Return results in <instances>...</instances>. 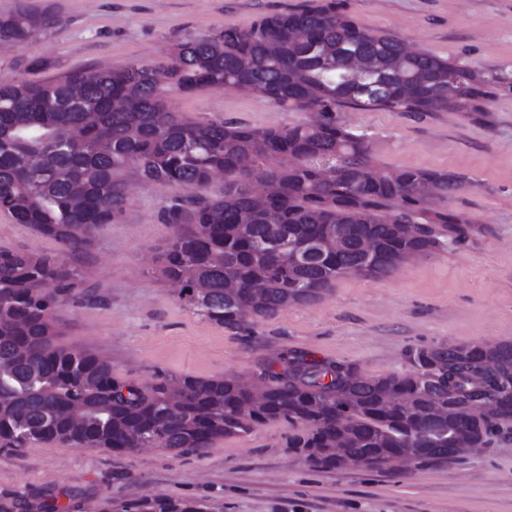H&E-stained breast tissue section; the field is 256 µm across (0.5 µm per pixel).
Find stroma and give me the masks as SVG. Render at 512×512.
<instances>
[{
  "mask_svg": "<svg viewBox=\"0 0 512 512\" xmlns=\"http://www.w3.org/2000/svg\"><path fill=\"white\" fill-rule=\"evenodd\" d=\"M50 15L32 40L0 50V81L42 83L83 68L163 65L178 42L227 25L249 26L311 0H30ZM366 29L471 69L512 73V0H341ZM171 111L254 128L309 121L252 93H170ZM339 124L365 133L380 167L457 175L449 195L426 198L431 219L456 226L447 246L380 277L349 273L316 302L244 328L216 325L184 305L162 276L165 221L180 189L138 183L118 222L76 253L75 297L53 309L58 346L102 354L116 377L254 380L289 351L344 360L363 375L403 374L408 350L439 343L512 342V92L482 112L339 108ZM0 249L57 254L63 246L0 213ZM284 421L181 454L117 453L57 442L0 444V503L38 512L47 496L67 512H101L144 495L194 498L209 512H512V433L448 462L399 459L370 469L324 470L287 446Z\"/></svg>",
  "mask_w": 512,
  "mask_h": 512,
  "instance_id": "obj_1",
  "label": "stroma"
}]
</instances>
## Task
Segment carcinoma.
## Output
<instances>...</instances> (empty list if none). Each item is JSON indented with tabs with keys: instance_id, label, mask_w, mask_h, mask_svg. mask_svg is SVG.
Instances as JSON below:
<instances>
[{
	"instance_id": "obj_1",
	"label": "carcinoma",
	"mask_w": 512,
	"mask_h": 512,
	"mask_svg": "<svg viewBox=\"0 0 512 512\" xmlns=\"http://www.w3.org/2000/svg\"><path fill=\"white\" fill-rule=\"evenodd\" d=\"M49 22L21 5L0 14V49ZM238 88L320 121L258 129L169 110L170 92ZM512 74L479 72L406 49L342 12L336 0L226 25L181 42L162 67L133 61L46 83L0 84V212L73 253L118 221L131 182L187 192L166 214L176 227L162 275L209 321L239 329L309 304L347 272L379 277L437 250L435 224L417 237L418 206L458 186L452 174L377 166L363 134L336 123L341 106L393 112H482ZM125 102L116 109L113 102ZM224 190H194L215 176ZM277 191L262 197L254 182ZM403 219L391 223L383 210ZM83 281L59 254L0 250V441L117 452L207 448L271 421L293 428L288 447L313 465L380 468L409 455L451 460L512 431V342L437 344L407 353L404 375L369 377L344 361L294 350L259 384L187 376L141 386L109 361L55 345L51 307ZM102 512H208L202 502L142 496Z\"/></svg>"
}]
</instances>
